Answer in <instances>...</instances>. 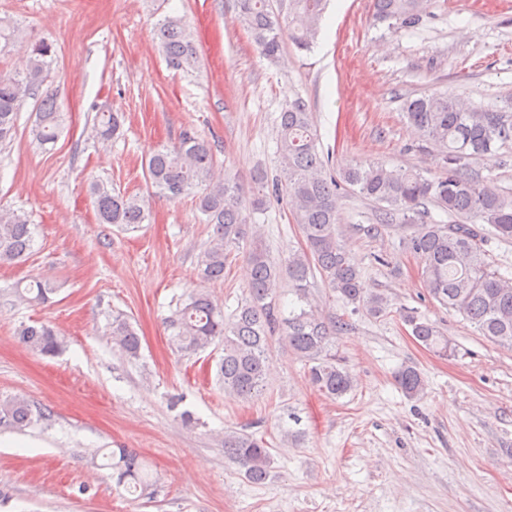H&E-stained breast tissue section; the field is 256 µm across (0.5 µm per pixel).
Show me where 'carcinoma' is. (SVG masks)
Segmentation results:
<instances>
[{
	"label": "carcinoma",
	"mask_w": 512,
	"mask_h": 512,
	"mask_svg": "<svg viewBox=\"0 0 512 512\" xmlns=\"http://www.w3.org/2000/svg\"><path fill=\"white\" fill-rule=\"evenodd\" d=\"M428 0H374L375 17L402 27L418 24ZM326 0H280L274 10L269 0H237L240 22L258 52L271 62L279 59L283 35L289 34L297 49L308 51L320 29ZM156 38L170 69L196 72L200 54L194 33L180 18L168 17L157 24ZM48 43L41 41L20 67L0 73V144L17 133L22 101L36 94L42 84ZM410 123L428 141L442 148L444 172L427 178L412 169L388 168L383 164H356L333 174L317 149L318 136L304 101L297 99L280 114V177L268 183L256 177L252 196L245 197L240 185L217 172L213 147L192 129L183 131L177 145L152 152L145 171L155 193L168 199L193 194L203 222L213 233L200 253L198 277L203 282L224 278L232 250L245 245L250 277L245 298L231 317L204 291L178 307L169 319L174 348L185 355L222 345L224 355L217 364V378L243 400L265 390L269 373L271 340L277 336L308 366V377L323 395L337 399L357 386L355 375L336 349V336L347 324L323 315L311 301V280L321 275L329 290L348 304L365 309L374 317L387 312L388 299L367 288L362 274L339 240V200L350 188L379 206L385 222L400 221L414 230L400 239L399 247L424 262L423 278L431 295L448 310L461 315L485 338L512 346V279L491 268L485 260L484 233L466 223L479 220L492 233L512 239V197L500 194L491 179L472 167L473 160L512 144V113L466 107L446 92H433L406 103ZM122 115L110 110L96 113L94 137L105 143L117 138ZM63 119L53 96L44 94L38 104L32 140L40 147L55 143ZM285 191L299 224L305 246L291 250L288 258L272 259L257 236L250 216L262 210L270 195ZM100 224L125 232L136 231L149 218L146 200L122 193L111 184L94 180L89 184ZM433 205L463 223L427 224L426 206ZM35 229L24 214L0 206V265L22 260L33 249ZM296 297L299 307L283 313L281 288ZM59 284L39 277L12 289L17 303L52 301ZM402 319L422 346L448 356L453 353L448 337L433 321L405 310ZM112 342L130 360L140 354V338L129 320L112 317ZM19 339L42 356L60 354L65 340L44 323L23 325ZM401 392L416 399L425 382L412 365L395 373ZM45 413L22 397L0 399V426L22 428ZM224 458L245 470L246 477L262 483L272 473L274 458L267 442L251 434L224 432ZM116 484L128 493L145 496L155 484L146 464L125 448L105 455Z\"/></svg>",
	"instance_id": "obj_1"
}]
</instances>
